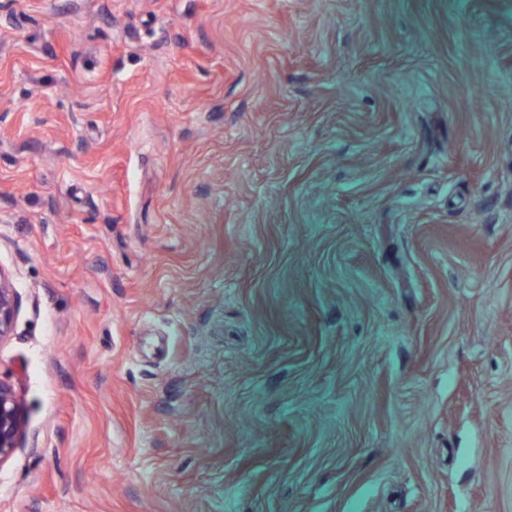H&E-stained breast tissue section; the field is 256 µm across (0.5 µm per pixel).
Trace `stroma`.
<instances>
[{"label": "stroma", "mask_w": 512, "mask_h": 512, "mask_svg": "<svg viewBox=\"0 0 512 512\" xmlns=\"http://www.w3.org/2000/svg\"><path fill=\"white\" fill-rule=\"evenodd\" d=\"M0 267V512H512V0H10ZM18 312V295L12 277L0 267V344L13 334ZM25 436L22 402L13 386L0 380V465L22 448Z\"/></svg>", "instance_id": "1"}]
</instances>
